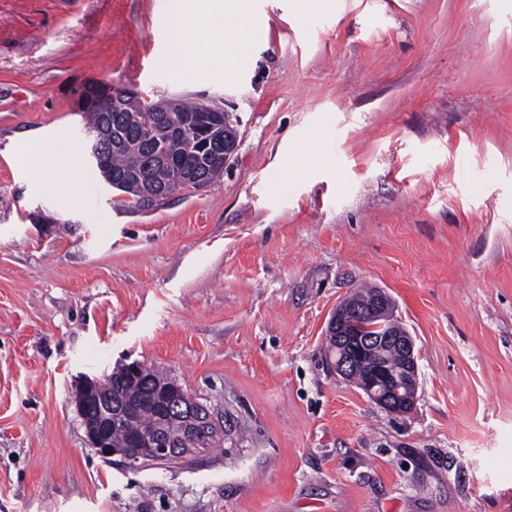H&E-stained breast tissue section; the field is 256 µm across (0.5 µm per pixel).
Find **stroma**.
Masks as SVG:
<instances>
[{
  "instance_id": "obj_1",
  "label": "stroma",
  "mask_w": 512,
  "mask_h": 512,
  "mask_svg": "<svg viewBox=\"0 0 512 512\" xmlns=\"http://www.w3.org/2000/svg\"><path fill=\"white\" fill-rule=\"evenodd\" d=\"M249 60L175 79L165 0H0V512H505L512 505V0H251ZM232 112L229 171L143 210L87 178L84 81ZM74 156L76 201L15 159ZM415 342L407 413L339 375L360 284ZM139 361L222 444L127 467L80 374Z\"/></svg>"
}]
</instances>
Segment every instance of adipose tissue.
<instances>
[{"mask_svg": "<svg viewBox=\"0 0 512 512\" xmlns=\"http://www.w3.org/2000/svg\"><path fill=\"white\" fill-rule=\"evenodd\" d=\"M166 5L171 21V52L165 65L174 76L199 71L202 59L211 56L221 40L238 48L235 59L224 64L225 75H232L236 66L246 61L255 28L250 0H167ZM69 152L62 143H34L24 147L20 159L25 165L37 164L40 187L71 198L78 188L62 177L57 166Z\"/></svg>", "mask_w": 512, "mask_h": 512, "instance_id": "adipose-tissue-1", "label": "adipose tissue"}]
</instances>
